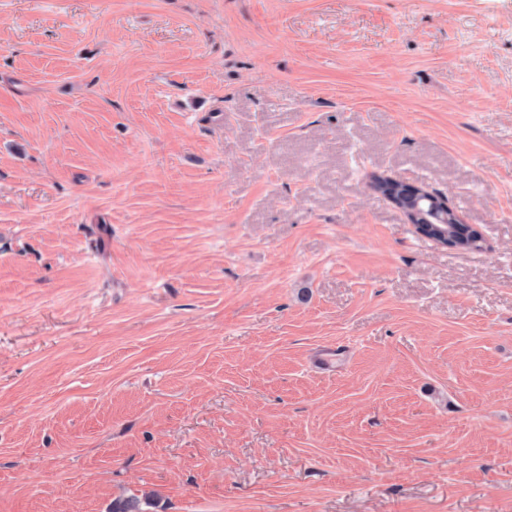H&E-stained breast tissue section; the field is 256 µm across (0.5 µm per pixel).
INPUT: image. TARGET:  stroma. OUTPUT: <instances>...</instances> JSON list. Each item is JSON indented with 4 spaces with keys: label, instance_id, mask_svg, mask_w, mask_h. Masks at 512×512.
I'll use <instances>...</instances> for the list:
<instances>
[{
    "label": "stroma",
    "instance_id": "35a3bbf8",
    "mask_svg": "<svg viewBox=\"0 0 512 512\" xmlns=\"http://www.w3.org/2000/svg\"><path fill=\"white\" fill-rule=\"evenodd\" d=\"M149 493L512 512V0H0V512ZM370 187L380 194L384 193L404 213L408 224H463V217L449 207L443 197L434 196L425 187L380 174L374 175ZM398 192L399 196L396 197ZM447 208L453 217L448 218Z\"/></svg>",
    "mask_w": 512,
    "mask_h": 512
}]
</instances>
